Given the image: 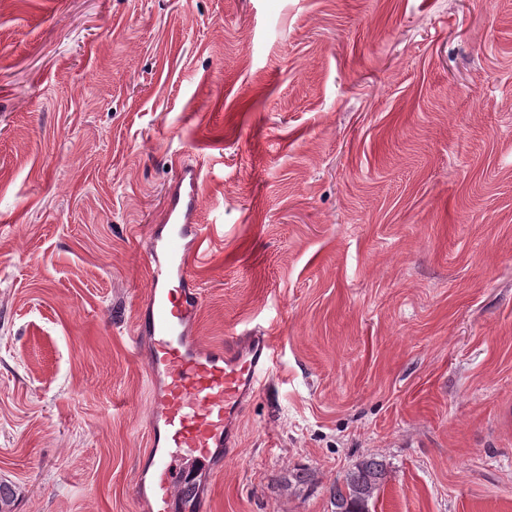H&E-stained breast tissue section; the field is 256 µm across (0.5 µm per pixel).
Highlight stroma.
Segmentation results:
<instances>
[{
    "label": "stroma",
    "mask_w": 512,
    "mask_h": 512,
    "mask_svg": "<svg viewBox=\"0 0 512 512\" xmlns=\"http://www.w3.org/2000/svg\"><path fill=\"white\" fill-rule=\"evenodd\" d=\"M273 347L202 512H512V0H0V512H152L147 233ZM304 469L307 483L291 485ZM388 476L387 464L377 457L356 463L332 488L333 512H370Z\"/></svg>",
    "instance_id": "obj_1"
}]
</instances>
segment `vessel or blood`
Wrapping results in <instances>:
<instances>
[{
	"instance_id": "obj_1",
	"label": "vessel or blood",
	"mask_w": 512,
	"mask_h": 512,
	"mask_svg": "<svg viewBox=\"0 0 512 512\" xmlns=\"http://www.w3.org/2000/svg\"><path fill=\"white\" fill-rule=\"evenodd\" d=\"M200 193L197 170L183 165L162 223L148 234L149 290L134 327L135 336L149 342L148 446L156 512H188L195 471L209 464L215 450L234 454L237 420L272 363L271 344L259 330L211 348L192 334L201 304L189 274L204 231L196 220Z\"/></svg>"
}]
</instances>
